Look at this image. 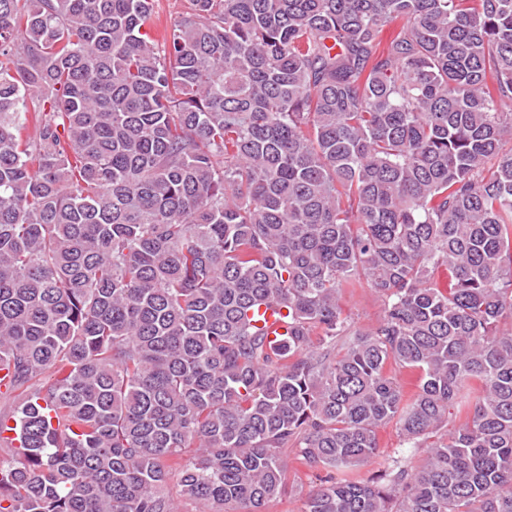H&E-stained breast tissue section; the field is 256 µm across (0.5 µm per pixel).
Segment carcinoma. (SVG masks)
I'll use <instances>...</instances> for the list:
<instances>
[{"label": "carcinoma", "instance_id": "carcinoma-1", "mask_svg": "<svg viewBox=\"0 0 512 512\" xmlns=\"http://www.w3.org/2000/svg\"><path fill=\"white\" fill-rule=\"evenodd\" d=\"M154 15L0 0V512H512V0ZM340 305L349 322L360 328L374 325L384 311L382 299L369 288L343 292L340 296ZM263 312L264 319L257 322V326L263 329L268 341L278 344V338L288 334V324L281 319V317L284 316L285 311L279 312L280 317L276 316L277 311L273 308L267 309L263 307L260 313ZM322 474L308 467L291 469L284 494L269 505L267 512H300L305 498L320 485Z\"/></svg>", "mask_w": 512, "mask_h": 512}]
</instances>
